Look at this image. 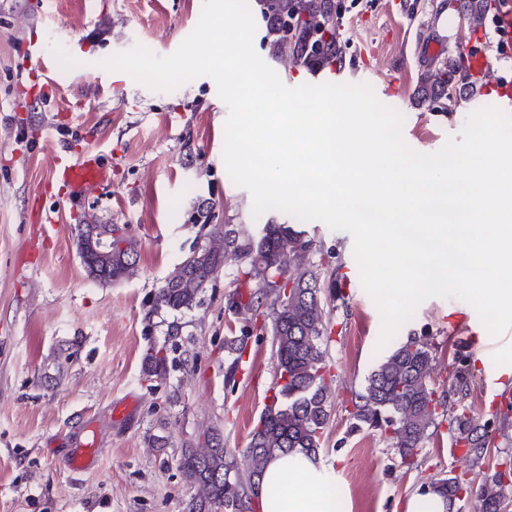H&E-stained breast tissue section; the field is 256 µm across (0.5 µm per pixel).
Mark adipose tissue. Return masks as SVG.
Listing matches in <instances>:
<instances>
[{
	"instance_id": "ef3b65f1",
	"label": "adipose tissue",
	"mask_w": 512,
	"mask_h": 512,
	"mask_svg": "<svg viewBox=\"0 0 512 512\" xmlns=\"http://www.w3.org/2000/svg\"><path fill=\"white\" fill-rule=\"evenodd\" d=\"M254 493L262 512H337L323 464L298 449L276 454Z\"/></svg>"
}]
</instances>
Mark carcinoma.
Returning a JSON list of instances; mask_svg holds the SVG:
<instances>
[{
	"label": "carcinoma",
	"instance_id": "cac0c4a2",
	"mask_svg": "<svg viewBox=\"0 0 512 512\" xmlns=\"http://www.w3.org/2000/svg\"><path fill=\"white\" fill-rule=\"evenodd\" d=\"M455 2L467 26L483 21L488 0ZM255 4L263 16L278 20V25L269 27L266 34L272 57L285 59L295 67L317 66L340 57L342 32L331 0H255ZM461 72L468 69L457 57L424 74L417 105L429 112L455 111L460 96L456 76ZM198 216L211 225L206 238L224 240V246L241 261L233 276L227 307L251 327L242 330L243 337L225 343L233 355L225 369V380L245 370V337L254 331H266L265 324L251 321L247 314L256 316L260 309L270 307L278 381L272 404L260 415L241 451L245 469L229 456L221 435L208 429L199 435L197 449L182 454L179 467L186 482L197 488L198 496L189 504V512H235L242 501L254 510L249 492L272 456L296 448L315 454L323 445L330 421L326 344L332 329L325 321L321 289L297 288L287 303L281 300L285 289L279 286L277 277L288 266V254L313 245L300 225L271 221L254 231L231 228L214 223L217 215L212 204L199 206ZM123 243L125 247L113 249L112 268L98 282H121L137 264L136 243L130 238L123 239ZM200 247L201 242H196L157 289L147 316L162 309L190 311L201 303L203 285L216 279L226 255L212 254L199 263L195 255ZM459 362L448 390L439 394L434 388L431 345L411 336L397 342L367 376L363 390L351 399L347 434H380L390 442L399 465L409 471L418 466L419 451L446 424L463 443L472 477L467 481L459 475H447L433 482L431 488L452 502L474 497L480 503V512H504L512 492V456L491 459V422L470 423L467 406L462 404L468 392L466 361L461 357ZM168 363L166 346L153 347L144 362V375L162 377Z\"/></svg>",
	"mask_w": 512,
	"mask_h": 512
}]
</instances>
